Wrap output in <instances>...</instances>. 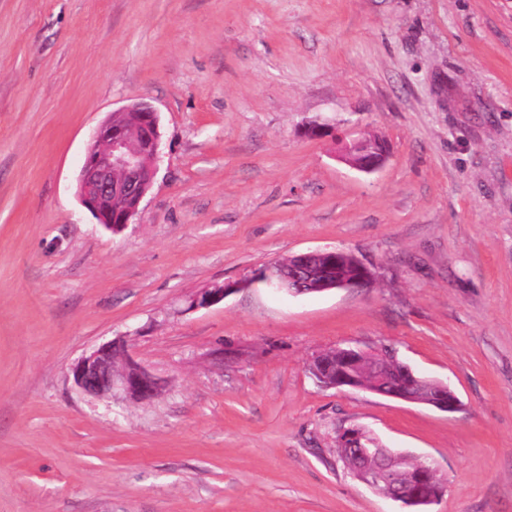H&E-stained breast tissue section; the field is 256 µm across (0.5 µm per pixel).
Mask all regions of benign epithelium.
Instances as JSON below:
<instances>
[{"label": "benign epithelium", "instance_id": "7a95c632", "mask_svg": "<svg viewBox=\"0 0 512 512\" xmlns=\"http://www.w3.org/2000/svg\"><path fill=\"white\" fill-rule=\"evenodd\" d=\"M160 148L159 116L153 105H129L109 113L89 136L78 178L81 205L109 230L126 227L153 185ZM388 159L387 145L378 136L353 140L344 157L352 168L366 174L380 170ZM257 280L277 291L287 288L298 296L315 289L369 288L375 276L352 252L324 249L293 255L286 272L275 262L267 265ZM232 292L234 289L223 285L208 288L196 295L194 304L208 307L224 301ZM337 353L354 360L365 358L372 384L348 375H332L325 369V362L316 357L310 370L328 387L368 390L448 413L461 409L454 390L442 382L434 384L431 394L421 396L420 375L388 351L339 348ZM72 374L81 391L99 399H112L118 388L128 400L147 402L160 391L159 379L124 356L122 346L113 341L79 360ZM338 446L348 449L350 471L357 479L404 508L413 503L431 504L442 493L440 489L431 490L437 469L429 461L371 441L362 429L344 430Z\"/></svg>", "mask_w": 512, "mask_h": 512}]
</instances>
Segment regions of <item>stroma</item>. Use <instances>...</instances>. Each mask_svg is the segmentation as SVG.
Listing matches in <instances>:
<instances>
[{"label":"stroma","mask_w":512,"mask_h":512,"mask_svg":"<svg viewBox=\"0 0 512 512\" xmlns=\"http://www.w3.org/2000/svg\"><path fill=\"white\" fill-rule=\"evenodd\" d=\"M141 100L160 160L115 234L77 177ZM335 247L372 287L254 280ZM109 341L151 402L75 386ZM347 346L462 410L322 387ZM356 426L434 463L431 512H512V0H0V512H399L339 458ZM385 141L378 137L357 138L352 141L344 160L354 169L371 174L380 170L388 161Z\"/></svg>","instance_id":"1"}]
</instances>
